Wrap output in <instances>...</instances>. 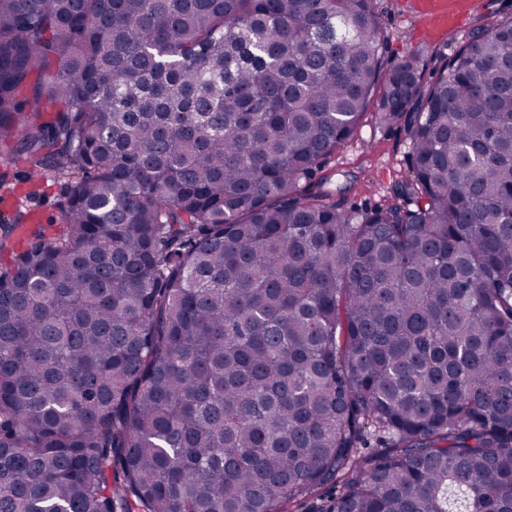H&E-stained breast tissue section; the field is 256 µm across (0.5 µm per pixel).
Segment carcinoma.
Instances as JSON below:
<instances>
[{
  "instance_id": "1",
  "label": "carcinoma",
  "mask_w": 512,
  "mask_h": 512,
  "mask_svg": "<svg viewBox=\"0 0 512 512\" xmlns=\"http://www.w3.org/2000/svg\"><path fill=\"white\" fill-rule=\"evenodd\" d=\"M2 153L70 198L0 265V512H512V16L427 79L374 0H0ZM408 152L403 131L385 130L367 113L358 132L336 151L329 168L336 171V184L355 176L349 203L372 207L390 196L395 180L410 175Z\"/></svg>"
}]
</instances>
